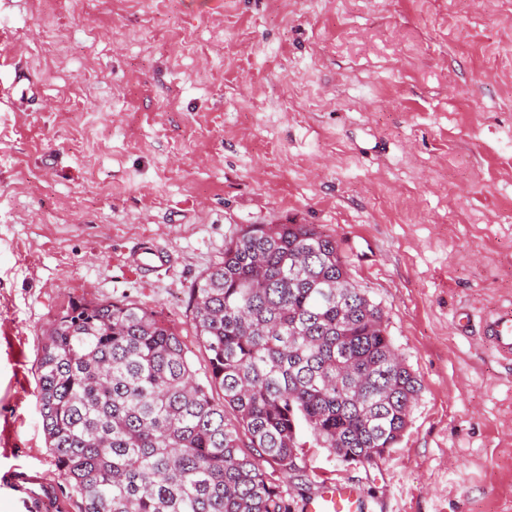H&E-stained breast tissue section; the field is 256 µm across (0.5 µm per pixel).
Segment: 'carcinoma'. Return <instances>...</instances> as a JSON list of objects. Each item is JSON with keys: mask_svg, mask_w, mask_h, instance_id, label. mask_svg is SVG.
I'll list each match as a JSON object with an SVG mask.
<instances>
[{"mask_svg": "<svg viewBox=\"0 0 512 512\" xmlns=\"http://www.w3.org/2000/svg\"><path fill=\"white\" fill-rule=\"evenodd\" d=\"M190 302L205 384L136 303L73 300L45 330L36 403L82 512H292L262 462L296 470L300 424L344 462L400 442L421 383L317 225H243Z\"/></svg>", "mask_w": 512, "mask_h": 512, "instance_id": "cac0c4a2", "label": "carcinoma"}]
</instances>
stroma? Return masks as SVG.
<instances>
[{
    "mask_svg": "<svg viewBox=\"0 0 512 512\" xmlns=\"http://www.w3.org/2000/svg\"><path fill=\"white\" fill-rule=\"evenodd\" d=\"M244 224H316L422 389L400 443L306 444L300 504L360 484L374 512H512V0H0V471L44 473L48 322L131 301L207 353L190 291ZM151 242L150 275L127 266ZM126 261L141 273H152L167 264L168 255L157 247L143 246L130 253ZM484 336L501 356L512 360V306L501 307L486 318Z\"/></svg>",
    "mask_w": 512,
    "mask_h": 512,
    "instance_id": "1",
    "label": "stroma"
}]
</instances>
